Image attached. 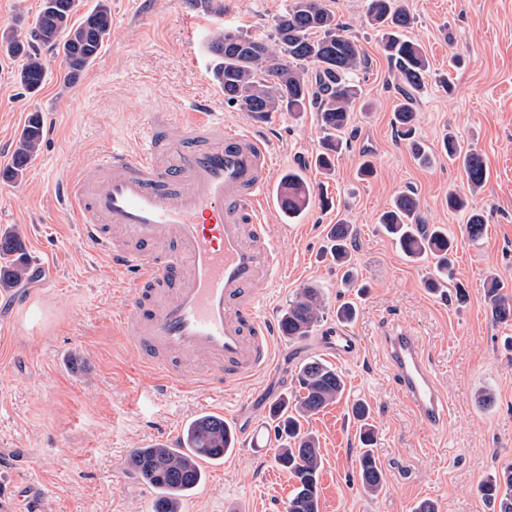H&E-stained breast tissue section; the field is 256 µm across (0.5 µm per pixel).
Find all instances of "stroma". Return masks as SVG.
<instances>
[{
    "instance_id": "1",
    "label": "stroma",
    "mask_w": 512,
    "mask_h": 512,
    "mask_svg": "<svg viewBox=\"0 0 512 512\" xmlns=\"http://www.w3.org/2000/svg\"><path fill=\"white\" fill-rule=\"evenodd\" d=\"M328 2L367 63L358 74L348 145L327 175L313 163L321 136L315 108L256 125L225 101L212 77L213 33L269 27L287 0H224L220 15L189 0H110L112 31L93 65L68 84L60 57L46 53L48 76L32 97L16 82L18 60L0 53V159H11L32 111L44 127L40 155L0 204V233L20 234L32 267L26 283L0 290V323L10 326L0 340V482L40 488L37 512H153L152 490L127 465L131 451L176 440L188 420L215 407L236 431H258L264 443L237 444L220 464L206 465L205 481L182 512H287L293 481L275 463L268 409L294 394L306 360L322 357L316 339L336 327L337 307L350 300L357 315L348 327L362 349L337 365L342 398L305 424L322 457L320 512H415L424 500L438 512H493L479 487L512 463V324L496 322L486 298L493 278L512 292V0H406L415 17L408 36L437 76L416 104V136L432 158L426 167L393 123L397 80L366 21L365 0ZM443 78L449 88L440 86ZM197 100L210 101L226 125L258 127L273 143L278 172L303 166L332 201L291 221L276 208L264 215L265 223L288 225L268 316L279 319L296 290L313 284L326 299L323 321L305 338H280L271 371L220 395L153 391L152 373L138 365L113 322L112 266L84 243L54 190L100 149L130 143L149 110L178 116ZM450 131L461 151L481 154L487 167L472 197L487 228L478 241L464 232L466 214L446 204L449 192L468 189L442 148ZM367 160L376 174L364 180L358 171ZM409 190L427 221L455 238L453 275L440 295L425 287L431 264L404 257L377 222L393 197ZM342 219L356 232L353 267L366 286L360 296L323 252L331 224ZM393 330L423 342L450 404L441 432H429L396 388L383 345ZM485 393L491 404L481 402ZM359 400L370 407L384 474L374 494L364 489L356 462L360 425L351 406Z\"/></svg>"
}]
</instances>
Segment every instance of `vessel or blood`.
Listing matches in <instances>:
<instances>
[{
  "label": "vessel or blood",
  "mask_w": 512,
  "mask_h": 512,
  "mask_svg": "<svg viewBox=\"0 0 512 512\" xmlns=\"http://www.w3.org/2000/svg\"><path fill=\"white\" fill-rule=\"evenodd\" d=\"M275 172L269 141L198 105L175 124L151 113L137 148L102 149L59 186L83 240L119 277L120 327L154 389L220 393L272 369L281 330L261 306L281 275L284 229L264 221ZM322 343L340 357L361 348L341 327ZM384 344L401 394L430 427L446 424L419 337L394 332Z\"/></svg>",
  "instance_id": "b4317fda"
}]
</instances>
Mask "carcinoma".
<instances>
[{
    "label": "carcinoma",
    "mask_w": 512,
    "mask_h": 512,
    "mask_svg": "<svg viewBox=\"0 0 512 512\" xmlns=\"http://www.w3.org/2000/svg\"><path fill=\"white\" fill-rule=\"evenodd\" d=\"M80 0H42L24 37L15 33L0 36V51L22 58L16 74L24 94H37L46 81L47 61L39 53L48 47L61 55L65 80L74 82L97 59L106 37L112 30L109 0H98L78 23L73 16ZM368 23L381 34L390 64L396 70L400 103L394 111V124L412 154L423 165L431 163L426 148L414 138L415 102L423 94L430 78L429 61L421 46L407 39L405 32L414 17L404 0H367ZM209 49L216 58L213 78L224 91V99L238 104L257 122L267 121L276 112L299 114L313 104L323 137L316 154V168L329 172L334 156L346 145L341 133L352 117L357 98L356 78L365 65L361 46L345 34V26L326 0H289L284 11L275 17L270 32L261 38L242 30L216 32ZM43 143V122L38 113L30 115L13 152V165L4 172L10 181L21 179L38 156ZM448 160L461 164L472 190L486 180L483 157L471 152L461 154L453 136L446 137ZM275 194L281 212L292 219L318 200L329 205L324 192H315L302 172L288 169L280 177ZM378 224L401 253L413 260H435V276L428 287L436 290L452 273L454 239L448 229L429 224L423 217L415 195L402 192L378 217ZM485 230L484 216L469 213L466 232L473 240ZM353 225L343 221L331 225L325 251L345 268L343 278L357 286L350 267V243ZM28 258L23 252L20 235L6 233L0 237V288L8 290L22 283L28 275ZM491 314L500 323L512 322V294L501 292L499 282L491 279L487 290ZM325 299L322 289L308 285L299 289L280 316V327L288 339L304 338L324 319ZM294 399L283 397L268 411V419L278 442L276 459L293 478L288 497V512H319L317 493L321 467L317 439L303 430L302 420L323 411L344 393L345 381L331 364L311 359L299 369ZM353 418L361 423L358 468L364 487L378 492L383 483L379 458L375 455L374 430L368 423L370 408L358 401L351 406ZM235 433L224 418L202 413L182 429L179 442L187 448H200L208 455L227 454L235 448ZM203 459L177 448L150 444L134 449L129 466L134 474L159 497L154 512H181L183 498L189 496L205 478ZM485 498L497 503V512H512V465L485 481Z\"/></svg>",
    "instance_id": "cac0c4a2"
}]
</instances>
